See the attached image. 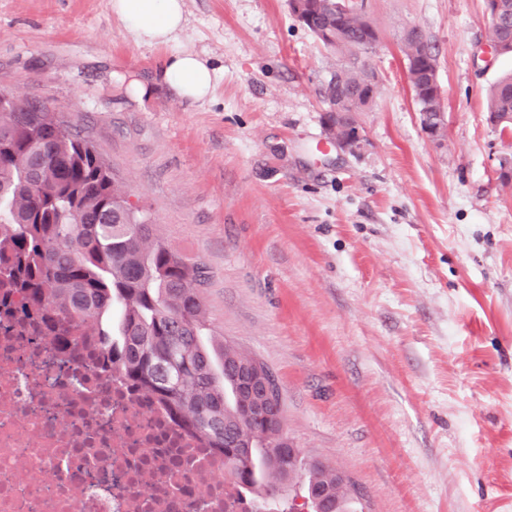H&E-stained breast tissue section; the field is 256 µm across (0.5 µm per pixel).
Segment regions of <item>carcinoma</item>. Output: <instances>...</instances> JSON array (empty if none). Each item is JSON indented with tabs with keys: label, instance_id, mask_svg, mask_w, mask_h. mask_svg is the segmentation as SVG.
Returning a JSON list of instances; mask_svg holds the SVG:
<instances>
[{
	"label": "carcinoma",
	"instance_id": "obj_1",
	"mask_svg": "<svg viewBox=\"0 0 512 512\" xmlns=\"http://www.w3.org/2000/svg\"><path fill=\"white\" fill-rule=\"evenodd\" d=\"M307 28H334V47L356 58L366 52L365 15L341 13L329 0ZM503 10L490 40L512 53V0H485ZM407 78L421 112H441L442 98L414 79L421 53L437 61L434 46L401 37ZM374 74L352 62L324 88L329 103L363 112L373 96ZM488 120L512 130V73L492 87ZM129 190L90 142L46 105L37 112L0 109V284L20 300L7 314L25 320L44 315L55 350L98 338L127 382L155 398L204 448L224 455V481L265 504L264 512H290L284 486L313 492L329 486L331 507L356 512L349 479L319 460L290 454L283 440L280 387L270 370L226 344L214 354L202 342L207 330L199 261L154 234L145 212L123 204ZM118 319L119 339L104 320Z\"/></svg>",
	"mask_w": 512,
	"mask_h": 512
}]
</instances>
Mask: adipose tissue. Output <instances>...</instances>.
Returning <instances> with one entry per match:
<instances>
[{
	"instance_id": "1",
	"label": "adipose tissue",
	"mask_w": 512,
	"mask_h": 512,
	"mask_svg": "<svg viewBox=\"0 0 512 512\" xmlns=\"http://www.w3.org/2000/svg\"><path fill=\"white\" fill-rule=\"evenodd\" d=\"M112 11L141 43L171 42L185 26L184 0H112ZM215 73L209 63L191 51L171 55L162 73V83L180 98L199 102L213 89Z\"/></svg>"
}]
</instances>
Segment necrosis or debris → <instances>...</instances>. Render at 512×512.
I'll list each match as a JSON object with an SVG mask.
<instances>
[{"mask_svg":"<svg viewBox=\"0 0 512 512\" xmlns=\"http://www.w3.org/2000/svg\"><path fill=\"white\" fill-rule=\"evenodd\" d=\"M0 305V512H251L224 459L95 365L81 338L66 356Z\"/></svg>","mask_w":512,"mask_h":512,"instance_id":"1","label":"necrosis or debris"}]
</instances>
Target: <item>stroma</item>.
<instances>
[{"label": "stroma", "mask_w": 512, "mask_h": 512, "mask_svg": "<svg viewBox=\"0 0 512 512\" xmlns=\"http://www.w3.org/2000/svg\"><path fill=\"white\" fill-rule=\"evenodd\" d=\"M376 26V93L357 151L333 143L323 89L347 53L288 0H184L166 45L111 0H0V94L86 137L155 233L202 261L209 329L274 372L285 432L343 470L359 512H512V135L487 93L484 0H349ZM437 54L441 139L423 131L400 49ZM179 50L209 98L166 89ZM161 79L163 85L180 98L199 102L210 96L215 73L198 54L177 51L166 62Z\"/></svg>", "instance_id": "1"}]
</instances>
